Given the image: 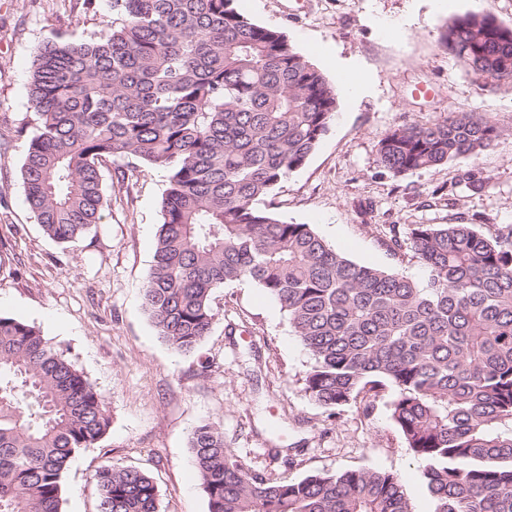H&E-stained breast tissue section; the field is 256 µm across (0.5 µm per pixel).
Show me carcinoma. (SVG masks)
Returning a JSON list of instances; mask_svg holds the SVG:
<instances>
[{
  "label": "carcinoma",
  "instance_id": "1",
  "mask_svg": "<svg viewBox=\"0 0 512 512\" xmlns=\"http://www.w3.org/2000/svg\"><path fill=\"white\" fill-rule=\"evenodd\" d=\"M235 0H108L96 37L39 45L28 82L38 116L21 178L43 233L81 238L103 218L102 163L131 156L167 172L144 309L189 354L215 320L212 294L250 280L278 301L313 364L304 390L335 409L391 416L425 462L433 512H512V226L415 224L424 283L352 261L308 224L259 207L327 132L335 88ZM442 41L478 80L512 86V27L491 13L448 22ZM491 112L405 124L378 144L395 176L488 148ZM108 398L35 326L0 315V512H63V474L106 433ZM209 512H411L398 479L345 470L300 480L251 472L214 422L190 437ZM99 512H158L144 470L94 474Z\"/></svg>",
  "mask_w": 512,
  "mask_h": 512
}]
</instances>
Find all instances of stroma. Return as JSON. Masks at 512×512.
<instances>
[{
  "label": "stroma",
  "mask_w": 512,
  "mask_h": 512,
  "mask_svg": "<svg viewBox=\"0 0 512 512\" xmlns=\"http://www.w3.org/2000/svg\"><path fill=\"white\" fill-rule=\"evenodd\" d=\"M252 22L289 43L337 84L362 73L364 94L339 98L307 162L262 203L279 219L309 224L351 260L423 282L410 248L389 251L414 224H473L491 235L512 225V87L476 80L441 44L451 19L493 13L512 25V0H236ZM111 14L105 0H0V314L29 322L108 398L110 425L63 475V512H99L93 476L104 465L153 477L159 512H208L189 445L214 422L228 454L255 473L299 480L367 469L393 474L412 512H433L424 463L391 418L393 392L371 410L328 412L304 390L313 363L286 313L255 283L214 291L216 319L191 354L173 351L143 308V286L163 221L167 173L116 156L103 169L109 200L79 241L44 236L26 202L20 168L37 132L28 97L36 47L55 36L85 40ZM495 113L502 130L476 155L397 177L380 166L379 141L397 126L457 111ZM483 181L471 187L467 174Z\"/></svg>",
  "instance_id": "35a3bbf8"
}]
</instances>
